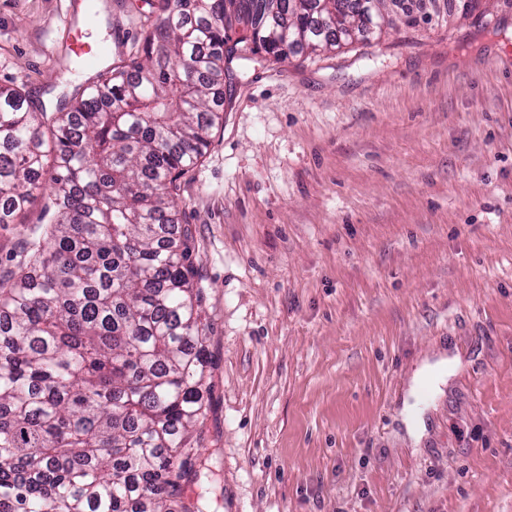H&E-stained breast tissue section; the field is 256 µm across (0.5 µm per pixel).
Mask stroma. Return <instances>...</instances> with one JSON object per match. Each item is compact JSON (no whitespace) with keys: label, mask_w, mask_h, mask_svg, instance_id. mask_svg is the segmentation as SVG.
I'll list each match as a JSON object with an SVG mask.
<instances>
[{"label":"stroma","mask_w":512,"mask_h":512,"mask_svg":"<svg viewBox=\"0 0 512 512\" xmlns=\"http://www.w3.org/2000/svg\"><path fill=\"white\" fill-rule=\"evenodd\" d=\"M0 0V84L54 111L136 58L145 0ZM308 60L234 63L176 198L208 326L176 512H512V0ZM455 356L403 422L427 361Z\"/></svg>","instance_id":"stroma-1"}]
</instances>
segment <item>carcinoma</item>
<instances>
[{
    "label": "carcinoma",
    "instance_id": "cac0c4a2",
    "mask_svg": "<svg viewBox=\"0 0 512 512\" xmlns=\"http://www.w3.org/2000/svg\"><path fill=\"white\" fill-rule=\"evenodd\" d=\"M150 2L143 58L56 111L0 85V224L39 200L47 224L0 276V512H172L207 391L178 180L233 62L367 42L372 21L370 0Z\"/></svg>",
    "mask_w": 512,
    "mask_h": 512
}]
</instances>
